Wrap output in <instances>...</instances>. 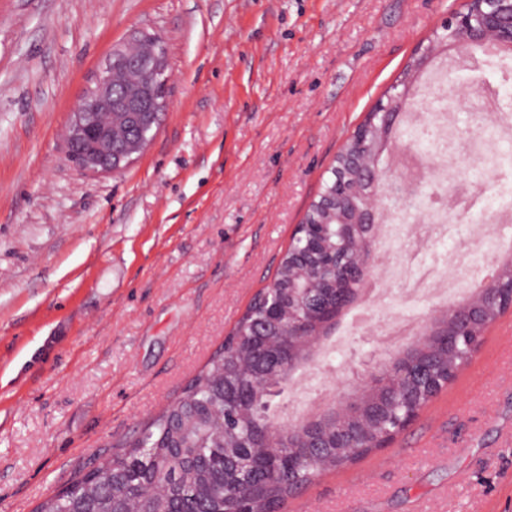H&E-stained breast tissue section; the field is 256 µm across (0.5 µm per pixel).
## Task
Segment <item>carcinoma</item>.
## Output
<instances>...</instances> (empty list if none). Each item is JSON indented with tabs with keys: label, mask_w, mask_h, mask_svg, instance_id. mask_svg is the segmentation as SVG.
I'll return each mask as SVG.
<instances>
[{
	"label": "carcinoma",
	"mask_w": 512,
	"mask_h": 512,
	"mask_svg": "<svg viewBox=\"0 0 512 512\" xmlns=\"http://www.w3.org/2000/svg\"><path fill=\"white\" fill-rule=\"evenodd\" d=\"M383 133L369 134L364 156L378 169L384 153ZM332 178L322 191L336 192V177L353 184L341 159L331 169ZM322 212L311 209L308 227L300 233L297 248L317 231ZM329 231L320 237L319 249L327 256L314 287L328 295H352L359 279L348 278L336 265L348 267L373 253V236L358 230L353 237ZM303 281L293 253L281 259L277 277L257 293L224 349L189 382L182 397L169 405L130 437L123 449L64 491L40 505V512H272L298 495L321 471L355 464L381 449L387 434L404 431V411L394 396L401 388L418 397L424 408L455 380L472 358L471 345L484 339L488 327L503 314L489 307L482 318L457 319L445 313L429 321L423 340L408 346L414 360L425 363L429 377L414 383L401 375L402 361H392L382 371L384 383L369 385L354 398L357 411L340 420L332 411L306 417L280 428L270 426L274 400L285 392L281 366L292 360L302 366L315 345L331 334L334 307L320 314L302 309L305 333L292 337L277 360L263 362L260 372L248 365L263 357L261 337L255 327L271 309L288 304L289 289Z\"/></svg>",
	"instance_id": "obj_1"
}]
</instances>
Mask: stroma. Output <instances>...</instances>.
<instances>
[{
    "mask_svg": "<svg viewBox=\"0 0 512 512\" xmlns=\"http://www.w3.org/2000/svg\"><path fill=\"white\" fill-rule=\"evenodd\" d=\"M463 0H0V512H35L182 393L254 294L345 140ZM162 35L168 108L125 169L68 159L113 49ZM281 396L279 422L410 344L374 275ZM285 512H512V310L390 447Z\"/></svg>",
    "mask_w": 512,
    "mask_h": 512,
    "instance_id": "obj_1",
    "label": "stroma"
}]
</instances>
